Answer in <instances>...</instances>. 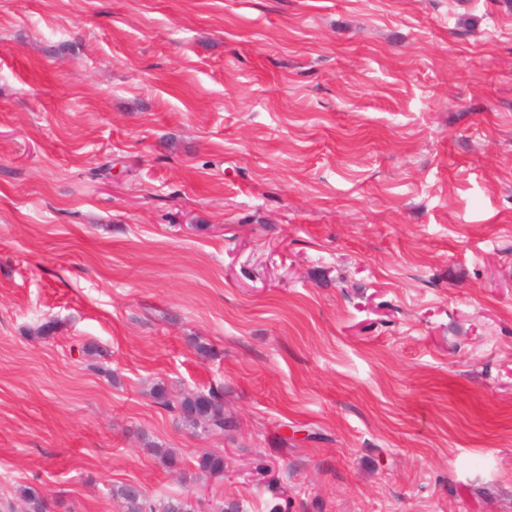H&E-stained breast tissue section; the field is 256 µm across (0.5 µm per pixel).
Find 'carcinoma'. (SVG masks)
I'll return each instance as SVG.
<instances>
[{
  "mask_svg": "<svg viewBox=\"0 0 512 512\" xmlns=\"http://www.w3.org/2000/svg\"><path fill=\"white\" fill-rule=\"evenodd\" d=\"M153 397L161 406L174 412L180 422L207 435L220 436L230 424L224 414V398L218 390L212 389L206 394H192L174 401L168 398L165 387L159 385L154 388ZM223 471L224 456L205 453L199 458L193 479L201 480ZM113 496L121 500L123 512H197L192 500L185 496H168L154 501L141 492L130 493L127 485L113 490ZM19 498L26 512H47L46 501L36 490L26 487L19 492Z\"/></svg>",
  "mask_w": 512,
  "mask_h": 512,
  "instance_id": "1",
  "label": "carcinoma"
}]
</instances>
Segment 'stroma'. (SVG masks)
Listing matches in <instances>:
<instances>
[{"label":"stroma","instance_id":"1","mask_svg":"<svg viewBox=\"0 0 512 512\" xmlns=\"http://www.w3.org/2000/svg\"><path fill=\"white\" fill-rule=\"evenodd\" d=\"M123 484L512 512V0H0V498ZM153 397L161 406L174 412L180 422L190 428L201 429L207 435H224V430L232 426L224 414V398L218 390L174 401L168 398L165 387L158 385L153 390ZM224 471V457L216 453H204L198 461L196 472L191 478L201 480L208 475H219Z\"/></svg>","mask_w":512,"mask_h":512}]
</instances>
